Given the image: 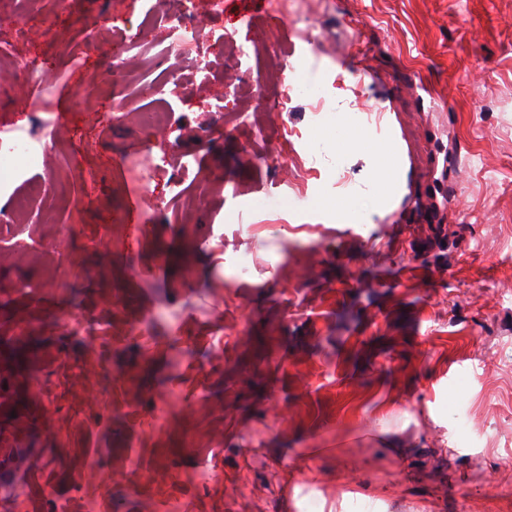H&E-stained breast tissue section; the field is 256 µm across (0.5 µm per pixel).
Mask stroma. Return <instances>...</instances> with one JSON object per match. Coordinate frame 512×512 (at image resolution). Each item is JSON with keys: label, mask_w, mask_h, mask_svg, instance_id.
Masks as SVG:
<instances>
[{"label": "stroma", "mask_w": 512, "mask_h": 512, "mask_svg": "<svg viewBox=\"0 0 512 512\" xmlns=\"http://www.w3.org/2000/svg\"><path fill=\"white\" fill-rule=\"evenodd\" d=\"M163 8L19 0L0 23L1 51L39 60L0 81V128L27 137L67 111L60 149L12 184L27 209L0 223V473L17 478L0 512H319L352 487L349 512H512V295L494 288L512 285V0H304L315 50L266 0H223L206 77L165 54ZM147 15L145 63L114 81L113 37ZM37 20L36 51L20 31ZM263 39L336 112L298 98L280 119L250 100L282 72L233 43ZM229 67L240 90L220 103ZM118 100L171 128L114 119ZM243 104L262 136L232 121ZM340 118L362 147L281 139ZM380 142L398 183L366 223L309 206L339 197L340 158L348 187L370 188ZM148 143L171 164L145 183ZM202 154L200 202L179 164ZM141 195L167 201L144 236ZM384 426L402 447L381 446Z\"/></svg>", "instance_id": "1"}]
</instances>
